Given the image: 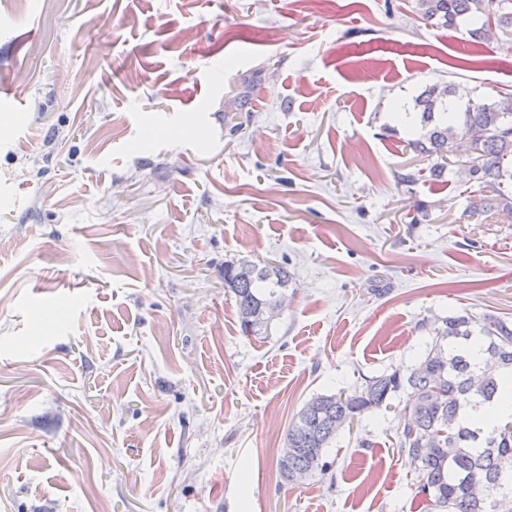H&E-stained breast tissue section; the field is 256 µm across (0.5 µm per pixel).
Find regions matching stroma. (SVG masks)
<instances>
[{
	"label": "stroma",
	"instance_id": "obj_1",
	"mask_svg": "<svg viewBox=\"0 0 512 512\" xmlns=\"http://www.w3.org/2000/svg\"><path fill=\"white\" fill-rule=\"evenodd\" d=\"M449 84L512 93V45L415 0H0V512H419L405 393L326 471L276 460L313 395L415 364L421 322L512 321V209L455 166L399 180ZM243 260L291 276L258 336Z\"/></svg>",
	"mask_w": 512,
	"mask_h": 512
}]
</instances>
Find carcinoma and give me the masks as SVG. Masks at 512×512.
I'll return each instance as SVG.
<instances>
[{"label":"carcinoma","instance_id":"obj_1","mask_svg":"<svg viewBox=\"0 0 512 512\" xmlns=\"http://www.w3.org/2000/svg\"><path fill=\"white\" fill-rule=\"evenodd\" d=\"M424 21L477 40L496 31L512 44V0H416ZM456 87H428L415 99L424 134L408 143L433 156L448 150V138L461 141L480 192L479 206L491 210L512 188V94L460 105ZM436 163L399 175L403 183L445 174ZM290 275L282 266L244 261L224 266V283L235 295L242 334L268 330L256 314L279 300ZM431 344L408 370L364 380L352 393L319 394L304 403L288 427L286 443L295 449L277 459L280 477L325 470L324 451L355 418L381 407L392 394L407 393L409 420L396 445L413 475L421 512H512V420L486 427L464 419L467 409L500 398L512 382V322L493 312L467 311L421 324Z\"/></svg>","mask_w":512,"mask_h":512}]
</instances>
